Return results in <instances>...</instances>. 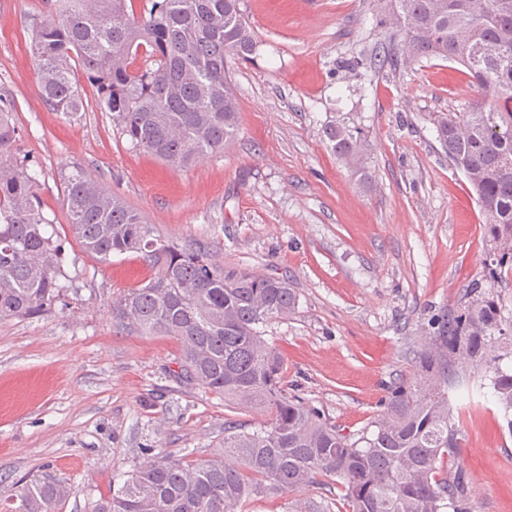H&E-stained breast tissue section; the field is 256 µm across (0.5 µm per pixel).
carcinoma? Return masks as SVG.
<instances>
[{
    "label": "carcinoma",
    "mask_w": 512,
    "mask_h": 512,
    "mask_svg": "<svg viewBox=\"0 0 512 512\" xmlns=\"http://www.w3.org/2000/svg\"><path fill=\"white\" fill-rule=\"evenodd\" d=\"M382 25L396 30L410 60L441 59L467 70L482 98L465 112L433 118L448 160L475 193L488 246L483 275L462 290L417 351L418 378L397 386L377 418L345 433L320 409L288 392L285 361L259 325L295 312L288 279L223 267L199 242L155 233L143 215L82 171L65 177L68 227L103 260L140 254L153 271L112 303L116 323L180 341L176 377L258 409V428L224 427V446L193 463L145 448L122 484L93 512H237L252 498L341 487L344 512H471L469 481L444 462L459 454L448 388L462 365H490L492 397L512 411V369L489 356L512 349L492 288L512 269V0H377ZM241 0H57L35 24L38 93L72 116L85 103L72 78L78 65L98 104L130 145L173 168H187L235 140L239 107L227 56L255 51ZM10 109L0 106V319L32 318L61 298L65 253L35 207L36 172L18 160ZM325 140L363 182L361 128L328 124ZM71 493L53 478L24 481L0 512H55ZM335 499L295 500L292 512H333Z\"/></svg>",
    "instance_id": "carcinoma-1"
}]
</instances>
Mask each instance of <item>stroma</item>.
<instances>
[{
	"instance_id": "stroma-1",
	"label": "stroma",
	"mask_w": 512,
	"mask_h": 512,
	"mask_svg": "<svg viewBox=\"0 0 512 512\" xmlns=\"http://www.w3.org/2000/svg\"><path fill=\"white\" fill-rule=\"evenodd\" d=\"M55 0H0V101L16 150L37 173L36 204L65 243L67 291L44 315L0 320V502L45 475L72 487L58 512H91L142 449L210 458L224 424L253 410L176 377L180 343L118 327L112 300L151 275L139 254L104 262L68 228L64 179L80 170L137 209L161 236L204 244L216 262L292 282L296 313L262 332L283 354L289 392L355 432L416 373L420 339L482 275L483 218L430 121L481 92L461 65L395 62L399 37L374 0H243L258 43L229 58L239 134L228 149L173 169L131 148L97 105L65 116L37 91L34 25ZM359 126L374 173L364 185L323 129ZM488 367L450 390L472 512H512V429Z\"/></svg>"
}]
</instances>
